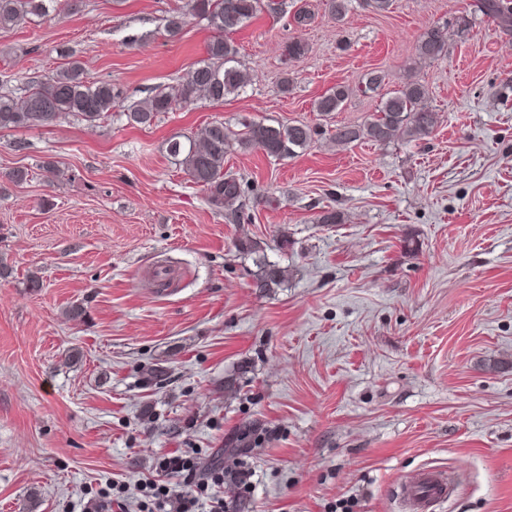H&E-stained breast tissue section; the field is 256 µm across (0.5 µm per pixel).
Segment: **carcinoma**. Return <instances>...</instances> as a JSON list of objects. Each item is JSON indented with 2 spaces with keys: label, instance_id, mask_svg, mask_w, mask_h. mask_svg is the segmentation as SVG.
<instances>
[{
  "label": "carcinoma",
  "instance_id": "cac0c4a2",
  "mask_svg": "<svg viewBox=\"0 0 512 512\" xmlns=\"http://www.w3.org/2000/svg\"><path fill=\"white\" fill-rule=\"evenodd\" d=\"M60 0H0V28L14 27L31 17H42L58 9ZM479 12L497 22L512 23V0H476ZM282 4L276 0H189L188 14L207 21L220 33L207 46V59L187 71L177 87H156L149 97L124 105L121 92L110 81L88 80L82 63L70 60L56 69L46 81L23 95L6 87L0 89V129H22L51 125L67 116L78 117L94 125L114 111L126 113L129 122L149 125L163 112L180 105L202 101L222 102L247 84L246 72L238 60L237 46L224 35L233 33L264 9L276 12ZM418 58L434 62L448 52L445 33L439 28L425 31L416 47ZM426 86L406 81L388 93L380 112L362 125H340L330 135L336 144L370 141L386 145L399 134L410 140L429 136L437 124V113L426 106ZM348 90L338 86L322 96L315 105L320 116L339 111ZM318 130L307 124L251 123L238 137L231 138L224 123L214 122L198 139L184 143L174 137L168 143L169 153L181 157L184 170L192 182L207 192L218 207L236 204L231 215L242 214L245 190L243 182L224 173V156L237 146L259 148L273 158L290 156L314 140ZM238 250L253 256L254 286L259 290L278 286L284 280V269L259 255L257 243L242 240Z\"/></svg>",
  "mask_w": 512,
  "mask_h": 512
}]
</instances>
